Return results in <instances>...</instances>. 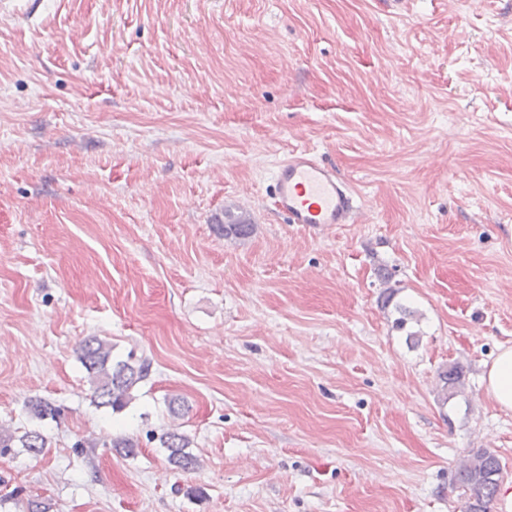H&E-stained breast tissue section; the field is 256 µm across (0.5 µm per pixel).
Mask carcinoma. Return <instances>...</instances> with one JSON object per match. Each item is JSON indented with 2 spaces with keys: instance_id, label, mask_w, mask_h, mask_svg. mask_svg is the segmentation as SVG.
Here are the masks:
<instances>
[{
  "instance_id": "1",
  "label": "carcinoma",
  "mask_w": 512,
  "mask_h": 512,
  "mask_svg": "<svg viewBox=\"0 0 512 512\" xmlns=\"http://www.w3.org/2000/svg\"><path fill=\"white\" fill-rule=\"evenodd\" d=\"M253 224L246 216L224 211V238L241 239L252 233ZM80 362L88 373L94 387L93 398L97 406L109 407L114 412L123 410L133 399L136 386L144 381L151 369L150 361L119 360L112 358V345L96 337L88 338L81 347ZM443 385L439 398L448 402V389L460 385L461 371L452 366L441 373ZM29 416L36 420L59 415V407L53 402L36 398L26 404ZM20 444L33 455L47 447V437L38 429H31L17 437L7 431L0 432V457L11 453L15 444ZM162 447L168 451V460L176 468L190 470L198 466L197 458L187 451L190 439L175 430L160 436ZM503 477L499 458L494 453L479 449L469 454L458 466L456 481L464 489L468 500L465 512H491L501 479Z\"/></svg>"
}]
</instances>
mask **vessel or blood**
Listing matches in <instances>:
<instances>
[{
    "instance_id": "1",
    "label": "vessel or blood",
    "mask_w": 512,
    "mask_h": 512,
    "mask_svg": "<svg viewBox=\"0 0 512 512\" xmlns=\"http://www.w3.org/2000/svg\"><path fill=\"white\" fill-rule=\"evenodd\" d=\"M278 211L291 224H350L357 208L348 184L308 151H293L274 173Z\"/></svg>"
}]
</instances>
